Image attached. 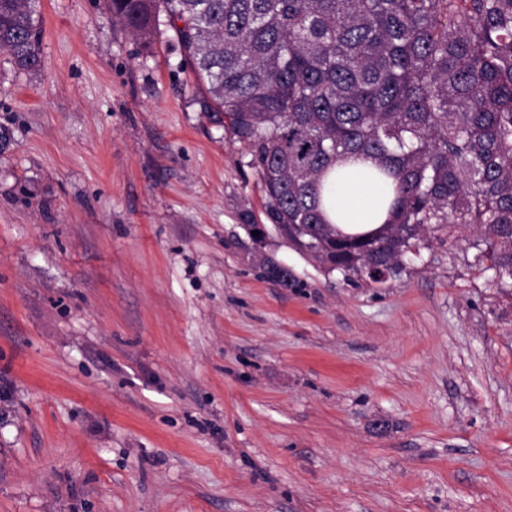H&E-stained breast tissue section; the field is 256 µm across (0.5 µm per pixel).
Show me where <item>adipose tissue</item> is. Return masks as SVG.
<instances>
[{
    "label": "adipose tissue",
    "instance_id": "obj_1",
    "mask_svg": "<svg viewBox=\"0 0 512 512\" xmlns=\"http://www.w3.org/2000/svg\"><path fill=\"white\" fill-rule=\"evenodd\" d=\"M375 161L350 155L336 163L322 193L325 218L346 234L371 233L391 218L396 182L374 180Z\"/></svg>",
    "mask_w": 512,
    "mask_h": 512
}]
</instances>
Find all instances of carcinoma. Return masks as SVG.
<instances>
[{
	"mask_svg": "<svg viewBox=\"0 0 512 512\" xmlns=\"http://www.w3.org/2000/svg\"><path fill=\"white\" fill-rule=\"evenodd\" d=\"M143 44L160 8L201 108L250 156L272 226L349 277L373 278L417 227L477 224L475 264L512 280V0H106ZM35 0H0V50L41 65ZM348 154L397 181L394 224L350 236L321 178Z\"/></svg>",
	"mask_w": 512,
	"mask_h": 512,
	"instance_id": "cac0c4a2",
	"label": "carcinoma"
}]
</instances>
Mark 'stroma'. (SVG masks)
Here are the masks:
<instances>
[{"mask_svg":"<svg viewBox=\"0 0 512 512\" xmlns=\"http://www.w3.org/2000/svg\"><path fill=\"white\" fill-rule=\"evenodd\" d=\"M38 18L40 70L0 50V512H512V288L476 228L381 284L255 246L174 27Z\"/></svg>","mask_w":512,"mask_h":512,"instance_id":"stroma-1","label":"stroma"}]
</instances>
